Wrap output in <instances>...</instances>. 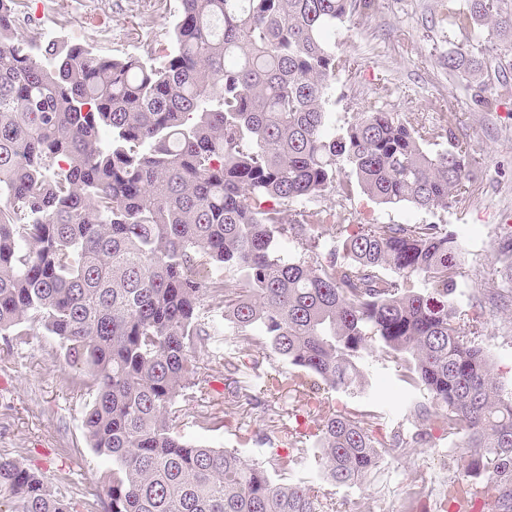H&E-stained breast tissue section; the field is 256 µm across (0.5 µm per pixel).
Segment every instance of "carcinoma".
<instances>
[{
  "instance_id": "obj_1",
  "label": "carcinoma",
  "mask_w": 512,
  "mask_h": 512,
  "mask_svg": "<svg viewBox=\"0 0 512 512\" xmlns=\"http://www.w3.org/2000/svg\"><path fill=\"white\" fill-rule=\"evenodd\" d=\"M374 0H179L169 37L114 58L81 42H32L23 0H0V336L42 329L70 386L92 401L90 447L112 459L109 512H325L292 481L308 449L266 463L192 445L224 361V399L270 430L284 409L258 390L281 361L280 399L364 395V357L401 362L423 395L414 431L373 435L371 414L333 412L320 479L355 486L409 456L432 426L462 440L481 512H512V390L495 377L478 317L454 302L461 244L445 224H361L380 204L446 210L473 180L453 113L379 106L336 125V31ZM432 25L462 37L442 65L490 111L512 94V0H439ZM447 143L435 153L429 144ZM288 241L298 254L287 256ZM485 279L512 282V244ZM249 353L245 362L240 354ZM0 512H70L20 462L0 458Z\"/></svg>"
}]
</instances>
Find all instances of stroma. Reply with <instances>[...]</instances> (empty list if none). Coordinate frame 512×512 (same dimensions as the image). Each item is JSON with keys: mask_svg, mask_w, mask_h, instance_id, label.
I'll return each mask as SVG.
<instances>
[{"mask_svg": "<svg viewBox=\"0 0 512 512\" xmlns=\"http://www.w3.org/2000/svg\"><path fill=\"white\" fill-rule=\"evenodd\" d=\"M33 16L55 17L64 6L72 21L66 41L87 42L100 53L116 58L142 55L148 43L166 39L175 22L174 10L150 16L140 0H26ZM437 0H375L368 14L348 22L336 37V51L354 56L353 76H339L331 108L337 122L351 120L358 107L374 98L379 83L395 89L384 98L387 111L434 116L452 112L470 136V154L477 179L468 197L448 210L418 211L408 206L387 207L358 195L353 206L364 223L444 224L464 248L461 255L456 305L478 312L483 333L478 341L489 354L504 387L512 386V298H490L482 289L483 270L498 266L500 242L512 225V98L495 112L481 111L462 91L460 78L440 63L448 50L446 32L431 18ZM210 379L203 401L211 420L204 426L184 421L177 432L185 439L214 448H235L259 462L285 453L286 435L273 433L263 444L243 442V435L261 429L260 415L224 407V364L199 358ZM368 393L348 398L332 393L317 413L299 414V421L317 427L336 410L378 414L377 438L411 427L403 409L406 395L397 365L382 357L366 358ZM71 369L52 338L42 331L18 337L10 351L0 350V455L18 459L39 471L48 485L71 505V512H107L108 484L104 476L112 462L90 448L83 419L91 395L68 387ZM461 448L440 430H432L428 445L410 457L384 464L379 483L337 488L335 499H359L363 512H402L411 474H419L423 498L418 512H433L434 502L450 480L462 472Z\"/></svg>", "mask_w": 512, "mask_h": 512, "instance_id": "35a3bbf8", "label": "stroma"}]
</instances>
